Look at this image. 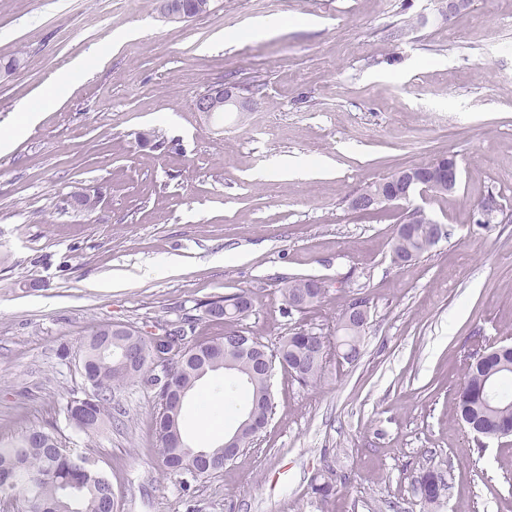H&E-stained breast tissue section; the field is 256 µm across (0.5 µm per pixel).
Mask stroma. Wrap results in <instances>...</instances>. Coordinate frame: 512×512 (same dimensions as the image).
<instances>
[{"mask_svg": "<svg viewBox=\"0 0 512 512\" xmlns=\"http://www.w3.org/2000/svg\"><path fill=\"white\" fill-rule=\"evenodd\" d=\"M440 2L211 0L171 21L160 0H0V59H21L0 78V127L74 58L94 57L0 152L1 443L55 426L109 477L117 512H512V438L477 450L457 416L469 353L512 343V223L477 222L489 194L512 213V0H470L448 21ZM263 19L278 29L225 43ZM222 83L259 85L255 106L195 112ZM155 127L162 146L138 143ZM448 154L453 192L349 208L366 183ZM309 158L316 174L271 170ZM79 193L97 198L93 214L71 208ZM418 209L446 234L395 265V226ZM294 278L324 282L322 302L285 309ZM243 290L254 304L238 327L271 350L300 327L332 334L367 297L360 360L330 359L315 388L274 368L267 427L187 491L158 463L154 389L117 391L93 437L67 424L63 406L88 389L78 358L92 331L185 315L201 342L223 331L202 305ZM224 379L199 383L209 411L186 400L194 445L222 442L245 407L225 404ZM433 469L449 489L428 506L419 480Z\"/></svg>", "mask_w": 512, "mask_h": 512, "instance_id": "1", "label": "stroma"}]
</instances>
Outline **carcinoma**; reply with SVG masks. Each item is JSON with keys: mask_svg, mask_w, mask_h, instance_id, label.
Segmentation results:
<instances>
[{"mask_svg": "<svg viewBox=\"0 0 512 512\" xmlns=\"http://www.w3.org/2000/svg\"><path fill=\"white\" fill-rule=\"evenodd\" d=\"M432 219L422 215L417 220L419 232L403 241L393 240L394 254L406 253L417 258L426 252L431 241L427 230ZM326 285L316 279L292 280L283 288L285 306H290L297 297L305 300V308L321 301ZM253 308V298L245 291L211 300L205 304L204 315L210 322L220 320L239 321ZM364 328L345 320L340 314L336 320V343L328 336L311 328H298L282 337L274 354L277 360H284L286 370L305 387H315L325 376L328 356L332 348L341 351V359L351 364L361 355V338ZM239 331L232 328L211 340L191 344L182 336L183 351L194 355V362L187 363L173 359L170 365L179 370L183 384L193 391L199 382L196 363L210 362L209 372L223 371L232 376L224 385V399L233 403L240 392L253 400L264 399V414L272 412L273 402L268 379L257 369L260 351L265 345L256 342L257 349L249 352L238 351L232 341ZM127 331H113L102 326L84 342L87 364V384L96 389L86 407H76L71 398L63 407L68 424L78 432L90 436L100 424L112 419V399L116 392L130 383L151 387L157 392L159 408L154 417V431L159 447L161 466L179 478L187 486L206 473L192 467L191 456L197 448H166L167 433L180 427L181 413L175 406L164 400L166 373L154 365V358L146 354L136 366L126 369L117 359L108 363L97 360L93 339L98 336L112 337V352L121 351ZM492 378H499L504 388L512 394V349L500 346L498 353L485 356L476 351L466 364L465 381L458 401L460 418L478 445L485 438H500L502 426L512 422V403L492 406L479 397L481 386ZM0 500L22 503L26 512H114L116 503L112 493V482L98 464L87 456L73 453L61 444L58 438L44 429H33L10 446H0ZM448 489L445 474L430 470L423 475L420 490L424 502L436 503Z\"/></svg>", "mask_w": 512, "mask_h": 512, "instance_id": "carcinoma-1", "label": "carcinoma"}]
</instances>
